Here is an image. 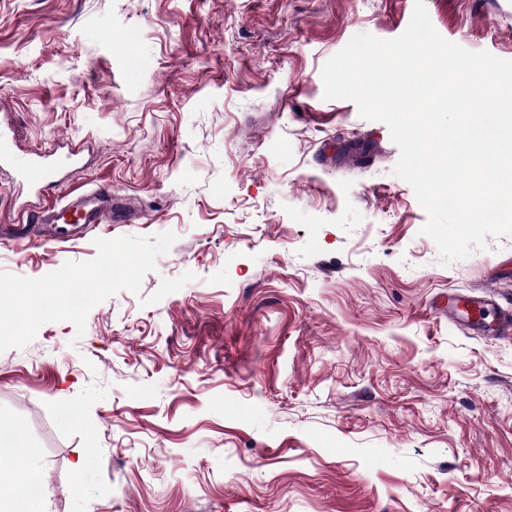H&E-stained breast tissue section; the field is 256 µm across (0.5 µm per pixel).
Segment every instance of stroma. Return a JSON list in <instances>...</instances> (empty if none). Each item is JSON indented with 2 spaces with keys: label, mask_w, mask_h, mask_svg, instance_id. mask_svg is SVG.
<instances>
[{
  "label": "stroma",
  "mask_w": 512,
  "mask_h": 512,
  "mask_svg": "<svg viewBox=\"0 0 512 512\" xmlns=\"http://www.w3.org/2000/svg\"><path fill=\"white\" fill-rule=\"evenodd\" d=\"M499 1L424 3L512 60ZM414 5L0 0V125L86 162L39 195L0 170V225L101 184L135 213L0 238V427L39 450L42 512H512V335L444 307L512 306V236L444 261L388 126L323 97L325 62ZM491 301L484 297L448 294V319L458 323H468L483 331L486 336H500L512 332V310L505 312L497 308L495 317L489 323L490 316L486 306Z\"/></svg>",
  "instance_id": "obj_1"
}]
</instances>
